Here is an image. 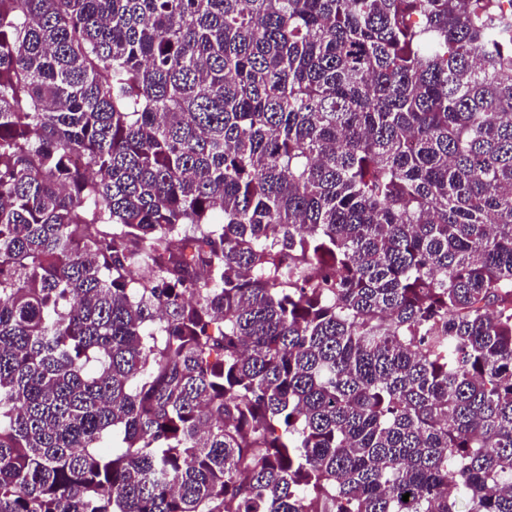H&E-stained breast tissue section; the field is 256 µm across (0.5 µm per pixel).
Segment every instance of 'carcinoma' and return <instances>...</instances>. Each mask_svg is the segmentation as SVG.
Returning a JSON list of instances; mask_svg holds the SVG:
<instances>
[{"mask_svg":"<svg viewBox=\"0 0 512 512\" xmlns=\"http://www.w3.org/2000/svg\"><path fill=\"white\" fill-rule=\"evenodd\" d=\"M0 512H512V0H0Z\"/></svg>","mask_w":512,"mask_h":512,"instance_id":"obj_1","label":"carcinoma"}]
</instances>
